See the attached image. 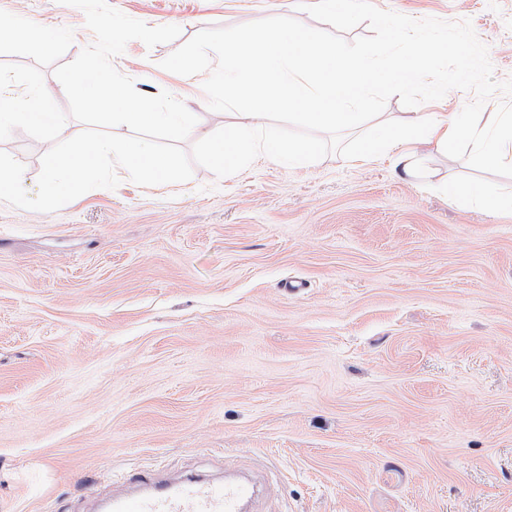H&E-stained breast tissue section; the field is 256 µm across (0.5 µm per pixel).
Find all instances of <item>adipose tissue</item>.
Returning a JSON list of instances; mask_svg holds the SVG:
<instances>
[{
    "label": "adipose tissue",
    "mask_w": 512,
    "mask_h": 512,
    "mask_svg": "<svg viewBox=\"0 0 512 512\" xmlns=\"http://www.w3.org/2000/svg\"><path fill=\"white\" fill-rule=\"evenodd\" d=\"M377 78L369 55L326 46L311 34H287L277 29L263 37L260 47L242 42L225 53L224 67L216 75L224 89L225 102L266 87L274 93L273 105L303 107V120L322 129L351 128L359 118L358 113L352 112V105L367 101ZM264 119L261 112L239 113L237 123L227 127L223 140L212 146L216 164L232 170L248 157L262 153L293 168L318 151L316 141L286 142L272 132H266L264 141H257L258 130H264ZM462 140L472 143L484 166L512 162V113H489L481 124L461 114L440 119L418 116L401 128L382 120L374 125L358 157H389L395 167L412 177L419 170L423 149L441 150ZM444 192L449 200L465 202L492 216L512 207V196L489 182H451Z\"/></svg>",
    "instance_id": "obj_1"
}]
</instances>
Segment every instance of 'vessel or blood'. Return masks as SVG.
Instances as JSON below:
<instances>
[{"instance_id": "1", "label": "vessel or blood", "mask_w": 512, "mask_h": 512, "mask_svg": "<svg viewBox=\"0 0 512 512\" xmlns=\"http://www.w3.org/2000/svg\"><path fill=\"white\" fill-rule=\"evenodd\" d=\"M255 493L241 480L215 482L195 477L134 479L130 491L102 503V512H241Z\"/></svg>"}]
</instances>
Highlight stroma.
<instances>
[{"instance_id":"1","label":"stroma","mask_w":512,"mask_h":512,"mask_svg":"<svg viewBox=\"0 0 512 512\" xmlns=\"http://www.w3.org/2000/svg\"><path fill=\"white\" fill-rule=\"evenodd\" d=\"M415 19L470 20L494 78H512V0H372ZM181 40L296 0H109ZM0 10L94 40L60 0ZM130 41L114 67L168 91L196 137L223 127L203 75ZM472 93L408 108L461 111ZM49 144L0 141L35 192ZM52 213L0 203V512H83L89 494L165 469L259 472L252 512H512V212L489 217L441 185L512 187L465 142L416 177L339 154L290 170L265 159L142 187L124 168Z\"/></svg>"}]
</instances>
